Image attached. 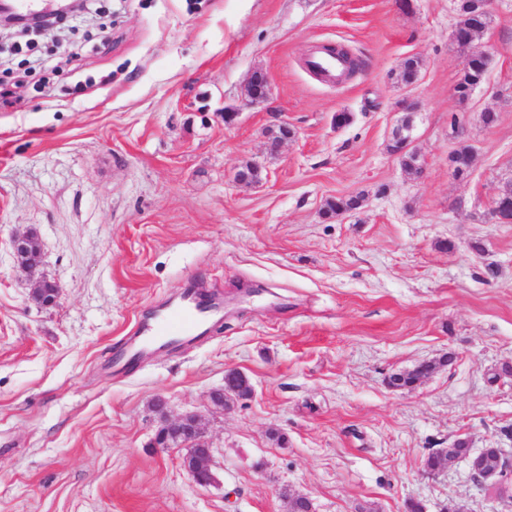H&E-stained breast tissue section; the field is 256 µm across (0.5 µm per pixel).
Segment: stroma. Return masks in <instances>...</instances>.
<instances>
[{"instance_id": "1", "label": "stroma", "mask_w": 512, "mask_h": 512, "mask_svg": "<svg viewBox=\"0 0 512 512\" xmlns=\"http://www.w3.org/2000/svg\"><path fill=\"white\" fill-rule=\"evenodd\" d=\"M102 5L0 63L18 99L0 104V512H288L296 495L314 512H512L465 462L424 467L460 438L512 446V224L490 218L512 182V0L466 49L456 0ZM322 44L356 73L315 78ZM472 52L487 72L463 101ZM256 71L269 97L248 106ZM406 102L415 174L389 150ZM249 164L259 181L238 182ZM23 232L42 244L32 274L10 248ZM42 280L56 305L33 300ZM192 286L224 303L205 337L117 369L137 323ZM231 369L255 393L215 407ZM159 398L201 414L210 486L156 445Z\"/></svg>"}]
</instances>
